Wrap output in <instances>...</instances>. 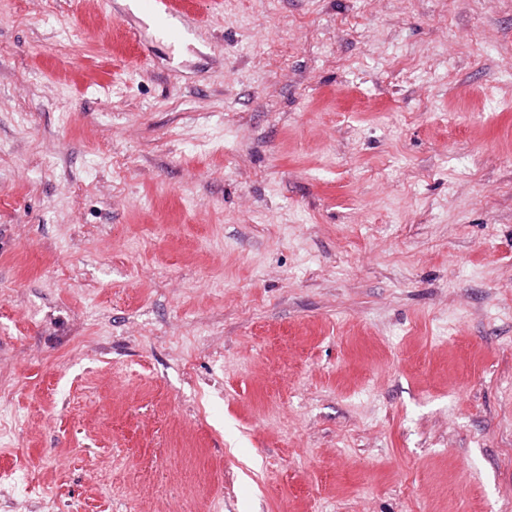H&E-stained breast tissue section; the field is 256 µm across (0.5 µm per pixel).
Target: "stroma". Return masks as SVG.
<instances>
[{
  "instance_id": "obj_1",
  "label": "stroma",
  "mask_w": 512,
  "mask_h": 512,
  "mask_svg": "<svg viewBox=\"0 0 512 512\" xmlns=\"http://www.w3.org/2000/svg\"><path fill=\"white\" fill-rule=\"evenodd\" d=\"M0 0V512H512V0ZM138 6L164 38L171 42L186 39L193 22L187 14L173 9L170 1L138 0Z\"/></svg>"
}]
</instances>
